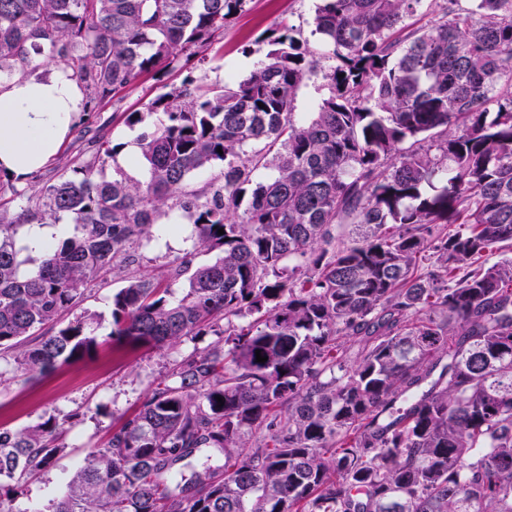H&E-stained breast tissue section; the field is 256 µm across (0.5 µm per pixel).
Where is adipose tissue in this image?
Returning <instances> with one entry per match:
<instances>
[{
    "instance_id": "ef3b65f1",
    "label": "adipose tissue",
    "mask_w": 512,
    "mask_h": 512,
    "mask_svg": "<svg viewBox=\"0 0 512 512\" xmlns=\"http://www.w3.org/2000/svg\"><path fill=\"white\" fill-rule=\"evenodd\" d=\"M83 95L68 69L40 77L0 76V173L24 182L57 158Z\"/></svg>"
}]
</instances>
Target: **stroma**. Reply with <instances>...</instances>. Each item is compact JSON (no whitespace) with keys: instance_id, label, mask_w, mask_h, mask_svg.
I'll return each mask as SVG.
<instances>
[{"instance_id":"stroma-1","label":"stroma","mask_w":512,"mask_h":512,"mask_svg":"<svg viewBox=\"0 0 512 512\" xmlns=\"http://www.w3.org/2000/svg\"><path fill=\"white\" fill-rule=\"evenodd\" d=\"M318 2L248 0L243 11L227 20L208 44L186 50L161 73L144 74L134 85L100 101L95 111L80 113L57 159L23 184L24 195L14 200V207L24 206L26 195L33 193L39 182L53 179L64 165L90 158L102 138L116 147L102 166L106 179L145 181L147 171L140 157L129 156L126 148L138 144L143 133L164 120L162 113L148 111V102L189 77L201 86L246 78L264 60L269 49L266 38L273 32L290 33L307 41L315 55H322L325 47L313 25ZM131 112L143 113V122L129 125L125 117ZM193 243L192 224L179 207L169 208L153 225L150 238L135 247L130 271L165 276L171 292L182 296L187 278L172 277L176 258L189 251L194 252L198 265L214 258ZM124 284L119 274L88 282L82 301L72 311L76 317L92 314L100 318L99 344L90 356L30 379L15 373L11 359H0V428L16 430L51 417L68 419L62 436L65 449L54 465L12 491L14 505L21 512L45 507L49 500L60 497L87 455L103 446L112 425L139 408L157 379L171 371L181 354L218 341L212 334L185 338L166 350L112 344L108 337L112 296Z\"/></svg>"}]
</instances>
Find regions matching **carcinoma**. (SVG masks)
Wrapping results in <instances>:
<instances>
[{
	"instance_id": "carcinoma-1",
	"label": "carcinoma",
	"mask_w": 512,
	"mask_h": 512,
	"mask_svg": "<svg viewBox=\"0 0 512 512\" xmlns=\"http://www.w3.org/2000/svg\"><path fill=\"white\" fill-rule=\"evenodd\" d=\"M245 2L0 0V75L62 64L90 111ZM421 2L321 0L332 65L308 120L293 103L318 61L281 34L249 77L148 104L165 121L140 140L145 183L87 161L29 196L0 186V354L27 377L96 348L95 316H62L167 202L215 253L175 260L179 299L150 275L112 296L118 343L224 342L177 361L46 512H512V0H439L411 29ZM62 221L20 259V228ZM67 422L0 429V479L51 468ZM53 225V224H52ZM68 227L64 224H56L53 226L32 224L28 227L26 244L32 252L39 255L47 253L48 246L68 233ZM31 253L32 258L39 259L40 256Z\"/></svg>"
}]
</instances>
